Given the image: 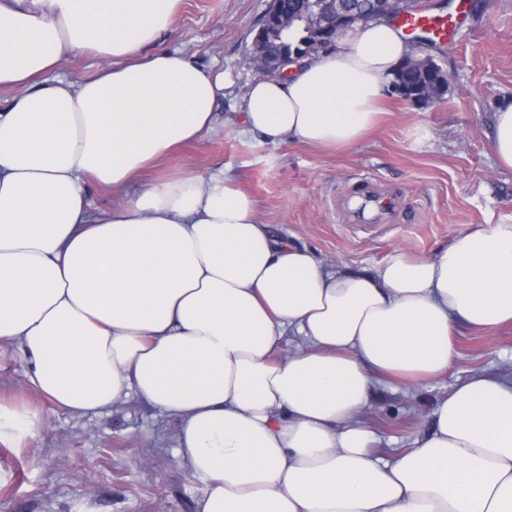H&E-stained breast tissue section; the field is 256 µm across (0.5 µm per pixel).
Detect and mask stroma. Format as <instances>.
Listing matches in <instances>:
<instances>
[{"label": "stroma", "mask_w": 512, "mask_h": 512, "mask_svg": "<svg viewBox=\"0 0 512 512\" xmlns=\"http://www.w3.org/2000/svg\"><path fill=\"white\" fill-rule=\"evenodd\" d=\"M269 4L183 0L173 34L155 49L222 72L224 97L214 128L164 160L161 173L225 170L280 236L354 271H373L398 248L430 257L471 227L512 223V169L497 165L491 140L494 112L512 100V0H484L473 25L438 54L450 74L440 101L419 109L387 95L381 124L336 151L242 131L240 99L261 76L246 59ZM362 173L383 179L418 222L344 223L340 200ZM477 373L512 376V325L461 328L452 366L427 385L377 387L363 413L379 438L377 453L388 458L413 447L434 401ZM0 402L37 407L44 419L27 442L0 443V512H185L184 501L203 493L176 454V420L143 401L72 416L42 400L23 365L6 357Z\"/></svg>", "instance_id": "stroma-1"}]
</instances>
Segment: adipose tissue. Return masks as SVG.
<instances>
[{
	"label": "adipose tissue",
	"mask_w": 512,
	"mask_h": 512,
	"mask_svg": "<svg viewBox=\"0 0 512 512\" xmlns=\"http://www.w3.org/2000/svg\"><path fill=\"white\" fill-rule=\"evenodd\" d=\"M39 2L0 0V342L31 387L74 416L134 397L176 417L196 512H512V377L453 388L389 461L362 418L377 385L444 375L458 328L512 323V224L363 274L275 237L221 170L95 210L85 183L122 190L212 129L224 76L155 51L183 0ZM411 52L392 24L358 23L253 82L243 131L356 145ZM69 54L107 66L47 80ZM42 424L0 402V442Z\"/></svg>",
	"instance_id": "adipose-tissue-1"
}]
</instances>
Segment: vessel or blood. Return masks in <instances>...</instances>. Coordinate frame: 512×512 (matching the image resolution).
Here are the masks:
<instances>
[{"label":"vessel or blood","mask_w":512,"mask_h":512,"mask_svg":"<svg viewBox=\"0 0 512 512\" xmlns=\"http://www.w3.org/2000/svg\"><path fill=\"white\" fill-rule=\"evenodd\" d=\"M472 0H456L452 11L445 14L414 11L397 17L394 24L407 39H424L440 44L453 42L459 28L472 15ZM414 212H400L395 198L375 178L362 177L346 205V221L350 224H396L415 222Z\"/></svg>","instance_id":"obj_1"}]
</instances>
